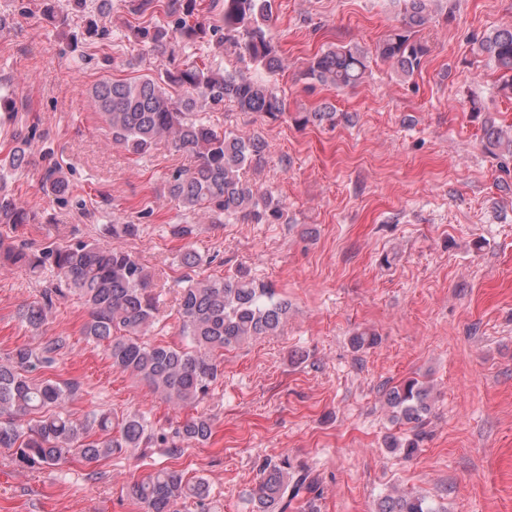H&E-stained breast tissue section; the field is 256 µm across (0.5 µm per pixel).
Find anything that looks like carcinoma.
Returning <instances> with one entry per match:
<instances>
[{
  "mask_svg": "<svg viewBox=\"0 0 512 512\" xmlns=\"http://www.w3.org/2000/svg\"><path fill=\"white\" fill-rule=\"evenodd\" d=\"M274 0H215L224 25L209 27L197 20L196 0H132L130 12L143 15L163 11L165 21L133 28L136 41L160 54H174L182 43L205 39L238 63H248L273 76L283 60L270 33ZM401 16L377 44L375 55L390 62L404 79L412 78L430 53L420 32L433 20L431 0H393ZM476 52L499 73L497 92L512 98V24L494 28L477 42ZM370 75V54L356 44H341L316 54L303 76L320 85L356 88ZM93 108L104 118L109 140L132 155L147 154L158 141L171 144L193 158L166 181L171 201L189 212H203L256 224L288 222L287 207L273 192L259 191L247 177L257 169L265 145L255 135L226 133L209 123L205 109L218 110L228 102L244 112L272 119L285 112L283 98L268 81L254 79L240 69L213 70L195 65L166 68L134 79L103 80L90 92ZM337 112L323 105L297 119L301 125L336 126ZM4 164L16 170L26 164L25 136L15 137ZM484 149L512 162V129L492 121L483 126ZM43 182L53 194L67 190L59 169L50 167ZM37 214L13 194L0 188V224H37ZM138 224H104L102 234L114 239L135 236ZM0 265L30 274L49 271L56 286L46 288L37 301L23 307L21 320L41 331L46 312L69 295L87 309L82 327L85 339L100 348L112 367L144 382L169 406L183 410L199 405L223 377L224 349L251 340L276 336L288 321V300L274 288L238 270L223 277L190 275L180 288L179 345L150 338L160 306L158 279L131 251L120 245L100 246L85 241L49 243L38 249L27 244L3 246ZM70 348L69 337L50 336L37 346L15 347L0 357V448L12 452L21 468H58L78 460L91 468L87 478L98 480L96 466L122 451L160 448L170 456L183 445H201L212 436V420L205 414L187 418L166 429L156 427L145 413L121 418L103 409L75 418L69 409L81 385L76 380L37 379L32 373L52 369ZM393 422L419 428L430 413L429 389L416 379L386 390ZM423 432L410 439H393L388 449L410 459ZM132 494L141 512H178L189 500L197 512H209L208 485L190 480L183 471L161 467L134 483ZM319 496L318 479L297 470L288 459L266 460L250 493L251 512H288L294 504L308 509ZM378 512H432L424 498L413 494L387 495Z\"/></svg>",
  "mask_w": 512,
  "mask_h": 512,
  "instance_id": "obj_1",
  "label": "carcinoma"
}]
</instances>
